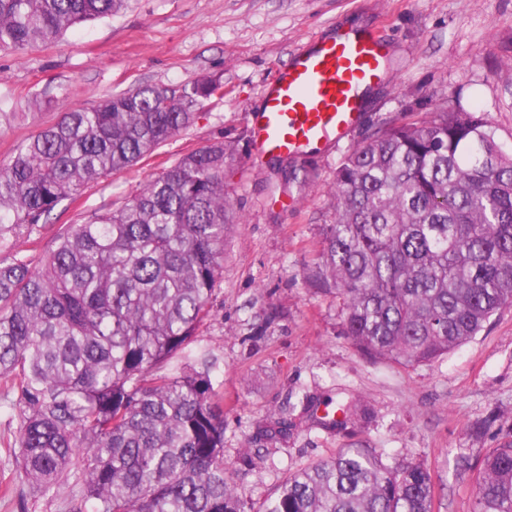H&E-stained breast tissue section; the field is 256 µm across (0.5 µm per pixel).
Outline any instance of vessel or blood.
Listing matches in <instances>:
<instances>
[{"label":"vessel or blood","mask_w":512,"mask_h":512,"mask_svg":"<svg viewBox=\"0 0 512 512\" xmlns=\"http://www.w3.org/2000/svg\"><path fill=\"white\" fill-rule=\"evenodd\" d=\"M387 70L386 43L364 28L338 26L299 48L252 115L254 154L292 157L348 137L363 123L365 98Z\"/></svg>","instance_id":"1"}]
</instances>
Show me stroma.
Masks as SVG:
<instances>
[{
    "label": "stroma",
    "mask_w": 512,
    "mask_h": 512,
    "mask_svg": "<svg viewBox=\"0 0 512 512\" xmlns=\"http://www.w3.org/2000/svg\"><path fill=\"white\" fill-rule=\"evenodd\" d=\"M373 28L390 46L388 78L349 138L300 155L287 171L252 156L251 114L292 53L332 26ZM512 0H124L112 16L69 30L28 53L0 51V163L73 108L140 85L219 79L224 102L133 168L55 209V224H81L120 206L183 154L223 141L225 191L241 223L224 242V279L197 343L217 360L224 405V460L249 500L340 448H382L424 462L435 512H473L476 472L455 455L484 454L512 436V307L471 341L418 366L372 360L342 334L341 311L310 272L334 221L341 160L386 123L412 121L447 102L477 113L512 151ZM39 101L38 110L19 112ZM16 387L0 383V512H73L78 486L35 489L12 445ZM343 400L356 412L323 427L310 404ZM288 430L268 435L271 421Z\"/></svg>",
    "instance_id": "obj_1"
}]
</instances>
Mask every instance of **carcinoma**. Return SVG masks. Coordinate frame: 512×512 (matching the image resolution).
I'll list each match as a JSON object with an SVG mask.
<instances>
[{
    "label": "carcinoma",
    "instance_id": "carcinoma-1",
    "mask_svg": "<svg viewBox=\"0 0 512 512\" xmlns=\"http://www.w3.org/2000/svg\"><path fill=\"white\" fill-rule=\"evenodd\" d=\"M123 2L0 0V51L52 45ZM219 86L112 94L0 164V379L19 381L23 473L45 492L75 479L90 512H433L430 470L388 466L373 448H340L258 505L231 481L214 361L189 350L237 221L224 142L183 155L117 209L46 223L219 105ZM332 194L315 277L362 354L432 362L512 307V153L482 118L448 104L388 124L344 158ZM474 500V512H512V439L485 453Z\"/></svg>",
    "mask_w": 512,
    "mask_h": 512
}]
</instances>
